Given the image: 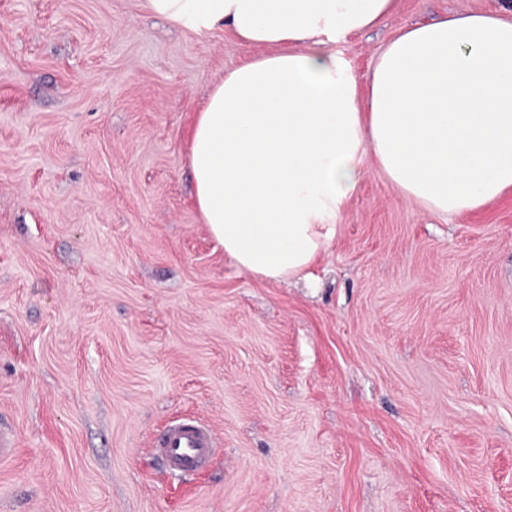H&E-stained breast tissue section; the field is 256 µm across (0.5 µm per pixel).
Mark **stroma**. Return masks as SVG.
<instances>
[{"instance_id": "stroma-1", "label": "stroma", "mask_w": 512, "mask_h": 512, "mask_svg": "<svg viewBox=\"0 0 512 512\" xmlns=\"http://www.w3.org/2000/svg\"><path fill=\"white\" fill-rule=\"evenodd\" d=\"M512 0H397L335 49ZM253 47L141 0H0V512H512V192L442 217L366 163L315 284L202 224L190 126ZM209 425L207 466L156 452ZM214 447L212 429L192 418L174 421L159 441V454L178 475L196 472L210 459Z\"/></svg>"}]
</instances>
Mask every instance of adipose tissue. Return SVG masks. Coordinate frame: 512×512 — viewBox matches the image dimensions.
<instances>
[{
  "instance_id": "obj_1",
  "label": "adipose tissue",
  "mask_w": 512,
  "mask_h": 512,
  "mask_svg": "<svg viewBox=\"0 0 512 512\" xmlns=\"http://www.w3.org/2000/svg\"><path fill=\"white\" fill-rule=\"evenodd\" d=\"M142 2L196 34L228 26L257 50L214 84L188 150L201 220L240 270L313 279L368 160L444 217L512 191V18L405 27L363 81L333 45L395 0Z\"/></svg>"
}]
</instances>
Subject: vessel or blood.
I'll use <instances>...</instances> for the list:
<instances>
[{
  "label": "vessel or blood",
  "mask_w": 512,
  "mask_h": 512,
  "mask_svg": "<svg viewBox=\"0 0 512 512\" xmlns=\"http://www.w3.org/2000/svg\"><path fill=\"white\" fill-rule=\"evenodd\" d=\"M214 447L212 429L192 418L174 421L159 441V454L179 475L196 472L210 459Z\"/></svg>",
  "instance_id": "b4317fda"
}]
</instances>
